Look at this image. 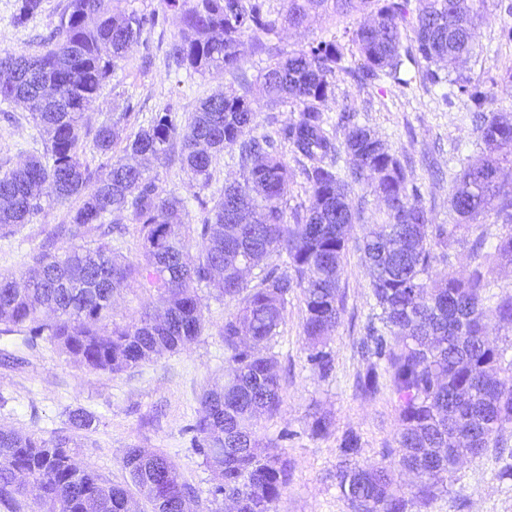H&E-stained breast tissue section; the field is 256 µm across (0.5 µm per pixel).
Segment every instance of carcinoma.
I'll return each instance as SVG.
<instances>
[{"instance_id":"cac0c4a2","label":"carcinoma","mask_w":512,"mask_h":512,"mask_svg":"<svg viewBox=\"0 0 512 512\" xmlns=\"http://www.w3.org/2000/svg\"><path fill=\"white\" fill-rule=\"evenodd\" d=\"M113 2L68 0L49 36L52 49L0 56V103L26 104L48 134L42 155L0 172V233L32 223L46 200L76 203L72 223L57 228L32 266L0 274V335L23 331L32 345L50 340L69 362L119 373L202 335L204 306L192 286L212 285L239 301L220 330L224 386L200 395L194 443L215 474V491L234 512H277L290 460L256 436L258 419L275 415L281 404L271 342L288 295L298 288L306 311L303 333L313 348L309 361L324 377L332 372L326 338L344 313L341 263L360 219L348 198L355 187L371 185L387 217L366 226L356 241L372 271L378 310L361 342L369 364L356 390L364 398L390 390L399 419L397 447L384 449L377 463L360 464V437L343 434L336 487L350 512H408L412 500L425 503L448 489L456 471L451 460L491 449L502 462L498 477L512 480V335L492 344L484 333L490 316L512 330V293L498 276L501 265L512 264V188L500 180L502 165L512 163V115L498 95L499 83L512 85V70L488 85L454 70L476 55L474 30L484 0H288L282 18L270 0H161L178 25L168 43L169 62L191 75L222 70L242 89L201 101L185 122L166 107L126 139L127 155L168 160L178 154L201 189L209 184L214 157L238 149L243 180L224 184L198 227L176 221L185 200L159 191L146 170L120 157L99 174L81 159L84 112L118 62L157 25L155 11L118 10ZM359 4L370 19L353 30L286 55L271 44L283 21L299 27L313 10L336 18ZM41 8L42 0H17L15 23H26ZM246 40L273 60L262 74L267 100L298 109L297 119L273 136L253 135L256 108L240 51ZM350 55L356 64H349ZM340 73L359 88L382 81L402 88L416 80L446 85L445 103L455 97L473 103L484 157L477 165L463 164L450 180L448 205L460 223H431L408 164L354 113L329 121ZM117 138L115 125L104 122L95 146L106 155ZM282 141L306 160L308 204L290 218L291 175L278 149ZM128 209L139 225L135 260L105 241L103 220ZM491 213L505 228L498 235L480 224ZM91 233L97 234L94 245L59 251L58 242ZM458 247L472 259L467 276L432 278L433 263L449 261ZM282 254L287 270L262 269L249 285L261 260ZM131 285L155 292L156 305L118 321L112 295ZM69 421L74 430L87 431L94 418L78 408ZM78 447L70 434L45 438L0 427V512H22L27 499L39 501L45 512H137L138 498L152 512H181L190 499V486L160 451L128 449L123 464L132 492L80 462L73 452ZM397 468L419 479L409 498L394 479Z\"/></svg>"}]
</instances>
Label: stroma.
<instances>
[{
	"label": "stroma",
	"mask_w": 512,
	"mask_h": 512,
	"mask_svg": "<svg viewBox=\"0 0 512 512\" xmlns=\"http://www.w3.org/2000/svg\"><path fill=\"white\" fill-rule=\"evenodd\" d=\"M66 3L42 0L41 11L19 25L14 21L16 0H0V53H43ZM506 24H512V15L488 7L485 20L474 32L483 51L462 65V73L485 80L512 66V45L498 42L499 30ZM175 30L168 19L144 34L86 112L82 159L90 169L106 161L94 145L96 130L106 119L124 115L118 126L124 139L163 108L188 117L205 98L237 91V83L224 72L189 77L169 68L165 50ZM440 94V89L417 85L402 89L379 83L360 88L340 74L328 115L335 120L345 110L358 112L360 122L409 158L433 223L452 224L456 217L448 207V181L459 171L460 158L480 159L481 146L467 99L458 98L448 105ZM46 138L24 105L0 103V170L18 167L41 154ZM150 173L164 193L187 200L183 219L196 225L203 217V205H214L225 182L240 178L242 169L236 151L227 149L214 159L211 180L202 190L175 160L151 163ZM72 210V204L51 202L33 223L0 234V272L27 268L46 236L58 225L69 223ZM340 287L346 312L328 339L335 365L329 377H321L308 361L300 291L289 294L275 340L282 404L276 416L259 420L257 435L284 451L292 464L279 512H349L331 478L338 461V439L344 431L360 435L359 460L363 463L379 461L382 450L395 445L398 422L391 392L364 399L353 388L358 373L366 369L356 345L373 304L370 271L356 249H349L343 260ZM197 293L207 319L202 336L183 349L118 374L74 365L45 340L27 348L17 337L0 336V425L47 437L69 432V410L83 408L94 415L95 422L77 454L104 480L129 484L123 466L126 450L152 448L169 457L193 489L192 512H223V500L212 494L214 474L195 447L191 427L199 414L202 391L224 382L220 328L237 305L211 288H198ZM316 412L332 417L329 434H312ZM497 468L491 452L464 461L448 492L411 512H512V480L499 481Z\"/></svg>",
	"instance_id": "1"
}]
</instances>
